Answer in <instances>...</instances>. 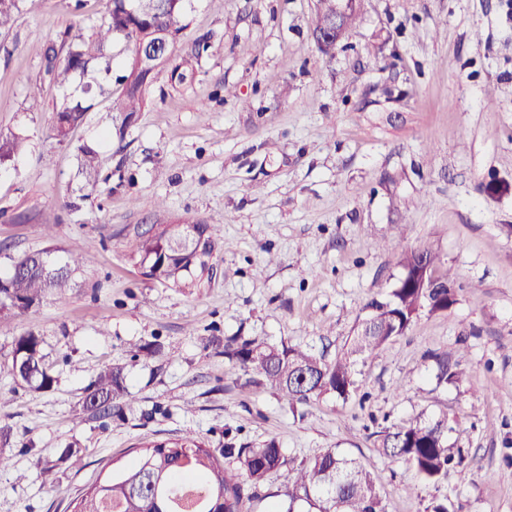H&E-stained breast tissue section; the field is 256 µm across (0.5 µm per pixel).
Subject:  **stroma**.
<instances>
[{"instance_id": "stroma-1", "label": "stroma", "mask_w": 512, "mask_h": 512, "mask_svg": "<svg viewBox=\"0 0 512 512\" xmlns=\"http://www.w3.org/2000/svg\"><path fill=\"white\" fill-rule=\"evenodd\" d=\"M108 0H24L0 34V133L26 141L0 165V274L14 257L88 254L75 288L0 323V360L39 331L57 381L0 373L11 429L0 512H73L80 492L135 446L192 434L213 449L273 440L290 463L328 448L359 460L389 512L448 497L462 512H512V0H364L356 28L322 53L315 0H187L184 30L127 130L112 110L126 52L55 84L70 36L94 39ZM206 44L195 54V41ZM41 85L32 97V85ZM87 112L50 135L63 102ZM105 183L86 186L80 146ZM188 220L217 248L185 275L150 280L138 233ZM428 248L455 274V303L359 361V390L296 407L249 385L212 336H260L334 359L355 319L388 297L399 256ZM160 341L168 358L132 361ZM466 350L467 380H437L434 354ZM128 366L137 411H82L104 366ZM448 417L465 467L438 487L381 454L385 421ZM80 449L81 470L41 475V451Z\"/></svg>"}]
</instances>
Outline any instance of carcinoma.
Wrapping results in <instances>:
<instances>
[{
    "instance_id": "cac0c4a2",
    "label": "carcinoma",
    "mask_w": 512,
    "mask_h": 512,
    "mask_svg": "<svg viewBox=\"0 0 512 512\" xmlns=\"http://www.w3.org/2000/svg\"><path fill=\"white\" fill-rule=\"evenodd\" d=\"M22 0H0V31L8 27L20 10ZM335 0H316L313 31L326 24L335 11ZM183 0H110L105 22L97 37L85 40L82 33L71 37L66 58L58 66L60 83L69 82L77 70L103 54L116 41L129 51L123 74L119 76L120 93L113 111L123 115L119 134L147 102V93L158 69L134 72L136 50L143 34L153 29L176 43L184 30ZM81 104L64 103L56 112L51 137L59 143L68 139L70 130L84 119ZM16 135H0V162L21 150ZM97 152L82 149L81 168L88 184H98ZM186 228L178 224H161L154 232L138 236L136 253L143 274L150 279L178 282L191 266H206L214 244L202 255L189 260L184 249ZM40 253H27L13 260L23 271L0 278V318L23 315L40 305L49 293L61 294L69 286L70 267L88 264L89 258L78 256L61 267L42 264ZM403 275L390 297L384 302L367 305L368 313L358 319L346 349L328 360L324 355L299 345L282 342L269 344L251 336L212 337L209 343L224 344V357L250 376L248 383L272 389L280 400L294 407L324 395L346 399L357 391L355 366L359 359L372 356L394 338L405 335L423 315L448 310L455 303L454 273L441 259L426 249L402 252ZM442 288H427L430 279ZM466 352L435 356L441 383L463 382L468 374L462 368ZM13 380L36 390H47L56 382L46 363L43 340L34 331L15 338L11 356L0 362ZM126 366L114 364L103 369L85 389L84 406L95 409L101 417L112 410L132 408L136 398L128 391ZM448 416L401 420L376 432L378 448L387 456L410 465L425 482L441 484L451 469L463 467L466 457L448 446ZM232 461L224 466V460ZM286 464L283 449L270 441L258 447L226 446L213 450L191 436L168 442L152 443L139 449L136 460L121 473L106 476L88 486L77 497L74 512H244L269 475ZM82 469V455L77 448H65L57 456L43 460L41 475L49 480L60 466ZM280 496L283 502L270 512H295V506L308 507L306 512H388L386 499L378 490L371 473L354 458L328 448L309 460L288 469Z\"/></svg>"
}]
</instances>
